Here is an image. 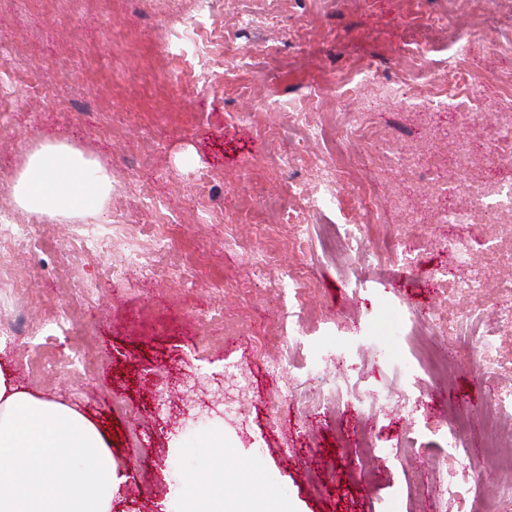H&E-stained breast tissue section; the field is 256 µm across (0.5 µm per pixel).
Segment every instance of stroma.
Listing matches in <instances>:
<instances>
[{"label": "stroma", "instance_id": "1", "mask_svg": "<svg viewBox=\"0 0 512 512\" xmlns=\"http://www.w3.org/2000/svg\"><path fill=\"white\" fill-rule=\"evenodd\" d=\"M193 0H0V42L14 46L0 79V214L42 243L13 250V274L27 285L29 332L6 342L18 384L77 406L112 431V455L127 479L112 512H187L180 490H215L224 458V507L246 495L238 467L262 474L297 512H499L512 472L481 492L452 499L455 463L438 447L456 402L484 411L495 383H512V333L494 364L453 334L458 318L496 320V300L512 294V217L471 227L416 224L408 175L374 152L395 138L422 154L451 145L436 121L390 99L385 85L436 86L461 80L478 98L512 96V0H211L199 18L198 55L182 36ZM462 37L466 52L443 46ZM429 46L423 65L403 54ZM380 85L361 84L364 71ZM323 125L307 149L296 113ZM499 112H485L458 135L477 162L453 175L450 199L469 202L489 173ZM366 140L345 167L342 200L332 199L324 166L339 164L350 127ZM67 136L107 170V219L53 215L34 220L12 187L44 141ZM378 203L379 229L365 255L322 248L325 230L363 224L358 189ZM126 224L107 257L72 259L74 238L105 223ZM470 242L474 264L494 281L486 295L460 297L447 244ZM133 250L151 254L157 277L107 263ZM442 315L432 341L455 369L439 379L418 369L396 375L381 353L391 324ZM82 328L100 356L33 374L21 359L44 336L68 353V324ZM360 387L411 392L368 411L336 401L352 368ZM298 386L286 393V377ZM416 422L429 453L368 465L362 438L395 441Z\"/></svg>", "mask_w": 512, "mask_h": 512}]
</instances>
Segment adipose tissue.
<instances>
[{
	"label": "adipose tissue",
	"mask_w": 512,
	"mask_h": 512,
	"mask_svg": "<svg viewBox=\"0 0 512 512\" xmlns=\"http://www.w3.org/2000/svg\"><path fill=\"white\" fill-rule=\"evenodd\" d=\"M110 178L68 139L42 144L16 181L30 217L104 215ZM111 441L76 408L20 387L0 359V512H112L124 481Z\"/></svg>",
	"instance_id": "obj_1"
}]
</instances>
